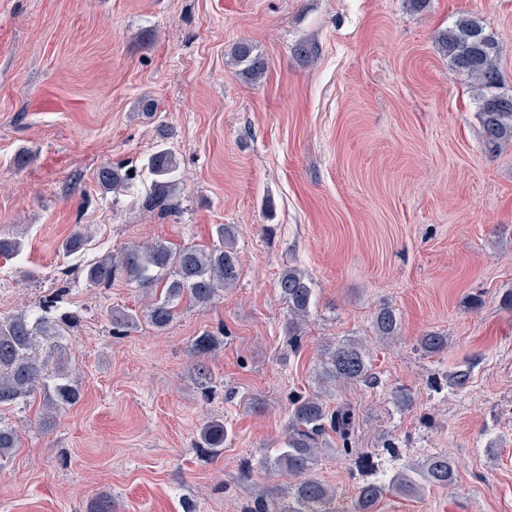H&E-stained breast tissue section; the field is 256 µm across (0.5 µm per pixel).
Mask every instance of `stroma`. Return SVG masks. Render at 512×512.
Returning a JSON list of instances; mask_svg holds the SVG:
<instances>
[{
    "label": "stroma",
    "mask_w": 512,
    "mask_h": 512,
    "mask_svg": "<svg viewBox=\"0 0 512 512\" xmlns=\"http://www.w3.org/2000/svg\"><path fill=\"white\" fill-rule=\"evenodd\" d=\"M466 15L495 35L512 94V0H0V237L24 243L0 257V317L57 298L76 321L49 317L31 355L44 384L62 361L81 392L51 421L40 391L0 407L20 432L0 512H88L104 493L115 512H241L259 491L287 496L258 451L279 447L292 396L323 391L325 345L349 339L382 380L335 393L360 409L357 448L390 472L431 453L457 471L377 512H512V143L485 152L476 96L434 39ZM242 40L268 64L259 80L232 56ZM161 123L184 178L170 214L143 206ZM108 164L134 173L130 190L100 189ZM219 224L235 229L236 285L164 332L112 330V309L143 313L152 289H60L62 269L130 243L208 246ZM78 225L87 243L63 255ZM288 266L315 291L295 352L276 288ZM383 304L400 316L388 339L372 327ZM206 331L219 344L201 359ZM429 331L448 338L435 357L416 349ZM468 361L471 383L449 390ZM210 420L233 433L218 456L195 446ZM314 475L343 502L363 480L334 453Z\"/></svg>",
    "instance_id": "obj_1"
}]
</instances>
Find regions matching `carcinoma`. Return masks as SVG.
<instances>
[{
    "instance_id": "cac0c4a2",
    "label": "carcinoma",
    "mask_w": 512,
    "mask_h": 512,
    "mask_svg": "<svg viewBox=\"0 0 512 512\" xmlns=\"http://www.w3.org/2000/svg\"><path fill=\"white\" fill-rule=\"evenodd\" d=\"M437 42L448 57L450 65L476 85L479 100L478 118L486 149L493 153L502 144L512 142V95L499 92L502 76L498 65V42L475 18L460 20L454 27L441 32ZM237 62L244 64L245 76L250 80L261 78L267 69L263 57L254 53L251 44L240 42L233 49ZM152 176L145 206L161 213L175 208L172 196L178 187L177 161L171 151L159 148L148 160ZM100 186L117 192L131 180L121 165H106L97 175ZM217 243L210 249L192 245L172 248L162 242L132 244L118 253L101 259L84 269L86 281L107 288L117 275L142 288H161L159 298L146 312L148 323L158 331L166 330L176 319L182 302L204 307L217 292L233 286L239 278V265L234 248V230L224 224L216 226ZM86 238L75 231L61 243L62 252L70 255L81 250ZM280 297L288 306V345L300 349L299 323L308 315L314 291L311 280L300 269L284 268L277 278ZM138 316L115 310L112 326L119 332L137 327ZM376 335L392 337L399 330L396 310L383 305L373 318ZM37 321L25 312L0 318V406L15 404L28 397L42 381V368L30 356L32 336L37 334ZM217 336L203 332L195 340L198 356L214 349ZM419 350L427 357L440 354L448 347V337L429 331L419 337ZM323 381L342 386L362 385L379 387L381 380L372 371L368 350L358 340H348L324 349ZM198 387L208 394L211 373L200 361L194 367ZM470 365H461L445 374V384L451 390H462L471 382ZM80 400V390L63 371L60 381L48 398L55 411L64 410ZM359 430L356 407L343 402L330 407L323 393L299 395L290 400L288 421L281 447L260 452L259 464L268 471L293 478L288 487V500L280 501L261 495L243 512H334L336 489L313 476L319 459L329 448L328 438L336 436V451L354 460L362 470L374 469L370 457L353 447ZM230 440L229 431L221 422H209L199 430L198 447L218 455L224 443ZM18 447L15 429L0 426V459L12 456ZM456 481L455 468L442 453L407 465L390 481L368 479L356 490L351 500L352 512H375L376 504L390 492L403 496H417L427 487H447Z\"/></svg>"
}]
</instances>
